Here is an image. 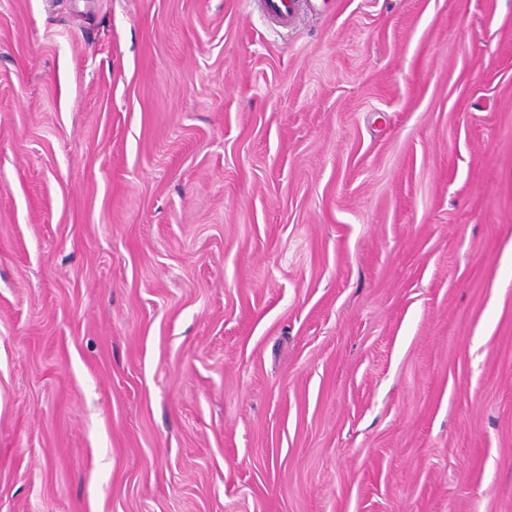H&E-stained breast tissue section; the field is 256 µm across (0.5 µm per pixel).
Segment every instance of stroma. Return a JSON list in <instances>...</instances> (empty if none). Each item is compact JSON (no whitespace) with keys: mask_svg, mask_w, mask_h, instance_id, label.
Segmentation results:
<instances>
[{"mask_svg":"<svg viewBox=\"0 0 512 512\" xmlns=\"http://www.w3.org/2000/svg\"><path fill=\"white\" fill-rule=\"evenodd\" d=\"M512 0H0V512H512ZM259 10L272 24L288 27L311 9L310 0H257Z\"/></svg>","mask_w":512,"mask_h":512,"instance_id":"1","label":"stroma"}]
</instances>
